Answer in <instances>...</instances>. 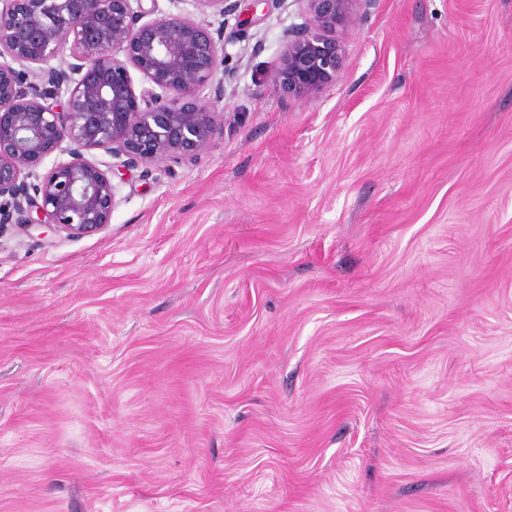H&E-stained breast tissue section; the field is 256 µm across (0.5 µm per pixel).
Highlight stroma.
Listing matches in <instances>:
<instances>
[{
  "instance_id": "1",
  "label": "stroma",
  "mask_w": 512,
  "mask_h": 512,
  "mask_svg": "<svg viewBox=\"0 0 512 512\" xmlns=\"http://www.w3.org/2000/svg\"><path fill=\"white\" fill-rule=\"evenodd\" d=\"M223 25L224 132L101 233L0 236V512H512V0ZM307 26L286 34L279 62L269 77L272 89L288 98L310 100L336 83L343 67L337 27L352 23L362 0H304Z\"/></svg>"
}]
</instances>
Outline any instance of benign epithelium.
<instances>
[{"label":"benign epithelium","instance_id":"obj_1","mask_svg":"<svg viewBox=\"0 0 512 512\" xmlns=\"http://www.w3.org/2000/svg\"><path fill=\"white\" fill-rule=\"evenodd\" d=\"M139 2L0 0V230L103 232L117 205L114 177L193 164L222 134L216 107L233 77L221 68L224 33L181 13L146 21ZM194 2L224 16L238 0ZM305 2L309 23L286 34L269 77L297 100L336 83V29L356 19L362 0ZM64 55L65 65H51ZM132 68L150 87L135 91ZM91 149L119 163L103 168L85 157Z\"/></svg>","mask_w":512,"mask_h":512}]
</instances>
